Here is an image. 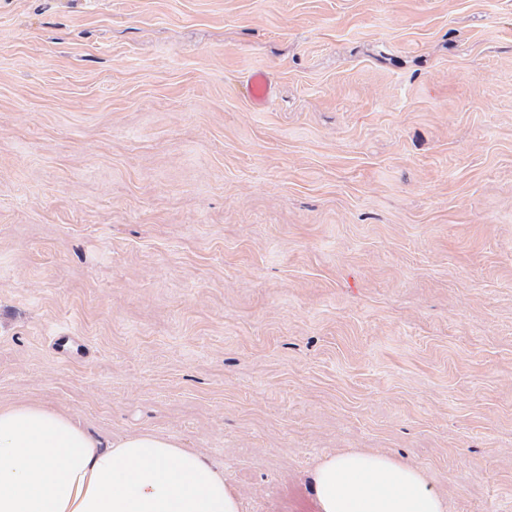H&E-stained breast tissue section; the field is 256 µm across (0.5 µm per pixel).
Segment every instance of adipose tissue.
<instances>
[{
    "instance_id": "adipose-tissue-1",
    "label": "adipose tissue",
    "mask_w": 512,
    "mask_h": 512,
    "mask_svg": "<svg viewBox=\"0 0 512 512\" xmlns=\"http://www.w3.org/2000/svg\"><path fill=\"white\" fill-rule=\"evenodd\" d=\"M319 512H446L422 469L381 454L326 457ZM0 512H240L239 494L199 452L146 431L93 436L67 410L0 403Z\"/></svg>"
}]
</instances>
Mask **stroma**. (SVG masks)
Here are the masks:
<instances>
[{
  "label": "stroma",
  "mask_w": 512,
  "mask_h": 512,
  "mask_svg": "<svg viewBox=\"0 0 512 512\" xmlns=\"http://www.w3.org/2000/svg\"><path fill=\"white\" fill-rule=\"evenodd\" d=\"M267 76L263 107L251 74ZM512 512V0H0V403Z\"/></svg>",
  "instance_id": "35a3bbf8"
}]
</instances>
